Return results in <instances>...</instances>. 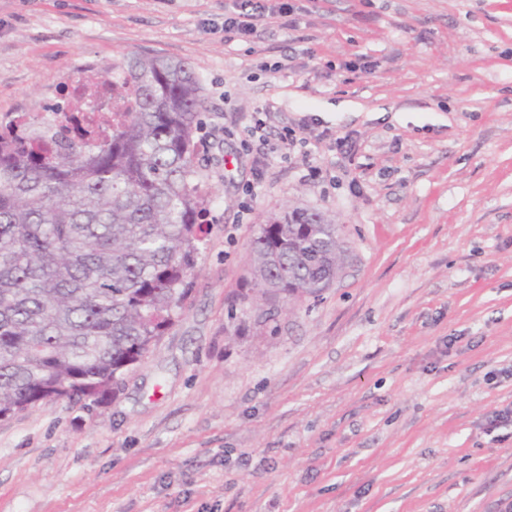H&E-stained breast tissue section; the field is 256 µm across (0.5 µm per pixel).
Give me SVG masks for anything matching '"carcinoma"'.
<instances>
[{
    "instance_id": "obj_1",
    "label": "carcinoma",
    "mask_w": 512,
    "mask_h": 512,
    "mask_svg": "<svg viewBox=\"0 0 512 512\" xmlns=\"http://www.w3.org/2000/svg\"><path fill=\"white\" fill-rule=\"evenodd\" d=\"M103 91L132 104L82 126ZM69 95L75 108L60 119L75 135L64 142L27 146L14 133L25 112L0 124V419L118 389L183 314L205 234L193 68L131 55ZM251 247L268 303L317 295L343 261L336 225L317 210L270 219Z\"/></svg>"
}]
</instances>
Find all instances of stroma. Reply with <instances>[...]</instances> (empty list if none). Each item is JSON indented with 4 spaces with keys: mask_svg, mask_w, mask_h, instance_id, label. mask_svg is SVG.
<instances>
[{
    "mask_svg": "<svg viewBox=\"0 0 512 512\" xmlns=\"http://www.w3.org/2000/svg\"><path fill=\"white\" fill-rule=\"evenodd\" d=\"M262 3L242 38L233 0H0V123L86 62L192 66L211 226L118 392L0 420V512H512V0ZM293 208L344 261L268 320L251 241Z\"/></svg>",
    "mask_w": 512,
    "mask_h": 512,
    "instance_id": "1",
    "label": "stroma"
}]
</instances>
